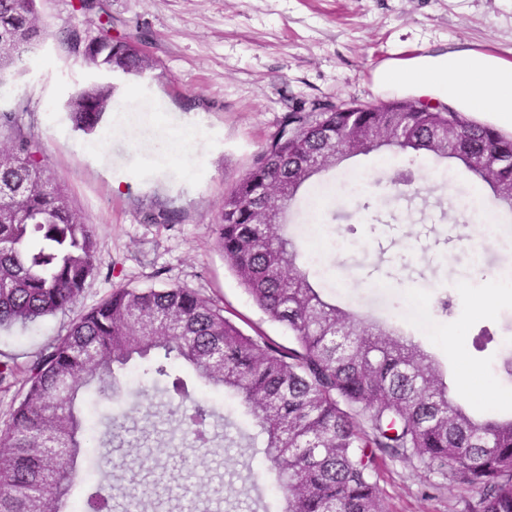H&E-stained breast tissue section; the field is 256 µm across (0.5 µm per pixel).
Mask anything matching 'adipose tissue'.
Listing matches in <instances>:
<instances>
[{
  "instance_id": "1",
  "label": "adipose tissue",
  "mask_w": 512,
  "mask_h": 512,
  "mask_svg": "<svg viewBox=\"0 0 512 512\" xmlns=\"http://www.w3.org/2000/svg\"><path fill=\"white\" fill-rule=\"evenodd\" d=\"M380 85L409 86L462 111L477 124L512 137V61L472 48L448 47L386 63L376 73Z\"/></svg>"
}]
</instances>
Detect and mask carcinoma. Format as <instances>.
I'll return each instance as SVG.
<instances>
[{
	"label": "carcinoma",
	"instance_id": "1",
	"mask_svg": "<svg viewBox=\"0 0 512 512\" xmlns=\"http://www.w3.org/2000/svg\"><path fill=\"white\" fill-rule=\"evenodd\" d=\"M48 36L36 0H0V83ZM94 67L143 72L138 41L70 34ZM114 85L92 83L67 105L74 127L94 131L112 107ZM391 136L364 144L456 158L498 199L512 185V139L459 112H289L278 136L224 196L218 250L254 305L293 337L284 350L244 334L224 307L185 288H117L70 323L27 367V391L0 430V512H62L78 461L94 438L84 398L113 399L132 365L177 401L167 409L185 437L210 452L214 410L192 397L178 369L231 394L252 418L246 446L261 448L275 473L282 512H383L378 453H411L430 466L455 465L479 499L467 512H512V417L471 415L413 338L359 319L323 299L304 251L287 232L298 191L355 147L354 134ZM272 205L265 224L258 212ZM97 270L93 228L47 171L39 143L0 109V327L66 313ZM85 512H112L97 489Z\"/></svg>",
	"mask_w": 512,
	"mask_h": 512
}]
</instances>
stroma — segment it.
<instances>
[{
	"label": "stroma",
	"mask_w": 512,
	"mask_h": 512,
	"mask_svg": "<svg viewBox=\"0 0 512 512\" xmlns=\"http://www.w3.org/2000/svg\"><path fill=\"white\" fill-rule=\"evenodd\" d=\"M101 21L78 0H38L49 35L21 76L0 88V107L17 111L39 142L50 175L66 185L73 209L95 232L98 270L78 303L86 310L123 287L179 286L209 296L246 334L293 345L280 324L252 303L214 245L224 195L279 132L286 113H318L350 103L400 99L377 88L386 60H407L448 45L512 60V0H102ZM108 31L135 38L150 59L138 75L110 78L64 37ZM114 81L106 118L111 169L81 151L87 136L67 118L68 99L93 82ZM188 123L206 134L189 148L160 150L170 129ZM378 153L345 159L306 183L305 212L293 233L320 256L336 302L359 317L412 335L443 371L451 391L477 415L512 413V211L486 202L494 218L466 214L473 182L455 159L426 158L413 189L394 185ZM448 172L444 181L434 172ZM176 211L173 224L145 211ZM505 281L492 303L475 306L486 276ZM447 296V312L436 309ZM71 314L0 329V360L14 373L0 382V428L24 396L23 369L64 334ZM473 375L461 385L465 370ZM141 369L126 372L119 479L77 480L112 496L126 512L129 490L154 512H280L283 501L262 455L235 446L200 458L166 420V399L148 391ZM377 483L384 512H463L475 490L453 468L417 457L382 458Z\"/></svg>",
	"instance_id": "stroma-1"
}]
</instances>
